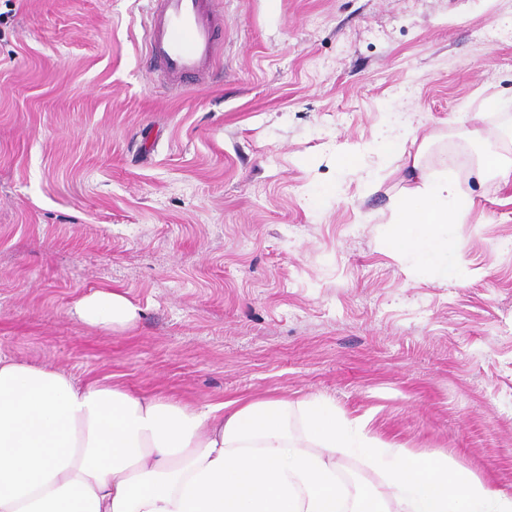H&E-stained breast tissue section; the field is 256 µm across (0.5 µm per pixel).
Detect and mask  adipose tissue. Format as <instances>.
<instances>
[{
  "instance_id": "ef3b65f1",
  "label": "adipose tissue",
  "mask_w": 512,
  "mask_h": 512,
  "mask_svg": "<svg viewBox=\"0 0 512 512\" xmlns=\"http://www.w3.org/2000/svg\"><path fill=\"white\" fill-rule=\"evenodd\" d=\"M472 205L448 177L421 178L392 203L398 254L453 279L448 227ZM74 310L111 329L137 308L97 290ZM304 409L314 454L290 440L281 399L195 406L0 354V512H512V497L447 457L380 446L327 399ZM352 451L387 475L386 490H340L336 457Z\"/></svg>"
}]
</instances>
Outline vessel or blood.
<instances>
[{
    "mask_svg": "<svg viewBox=\"0 0 512 512\" xmlns=\"http://www.w3.org/2000/svg\"><path fill=\"white\" fill-rule=\"evenodd\" d=\"M149 61L171 85L202 76L214 58L218 28L206 0H155Z\"/></svg>",
    "mask_w": 512,
    "mask_h": 512,
    "instance_id": "vessel-or-blood-1",
    "label": "vessel or blood"
}]
</instances>
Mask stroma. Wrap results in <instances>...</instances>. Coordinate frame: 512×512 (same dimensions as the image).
I'll return each mask as SVG.
<instances>
[{"mask_svg": "<svg viewBox=\"0 0 512 512\" xmlns=\"http://www.w3.org/2000/svg\"><path fill=\"white\" fill-rule=\"evenodd\" d=\"M218 2L214 63L172 92L150 0H0V353L200 406L283 399L312 453L322 396L512 496V179L476 175L484 146L512 154V112L481 108L512 96V0ZM444 172L473 201L445 284L390 223ZM104 288L132 328L75 315ZM413 132L409 127H404L402 131L395 135H386L379 137L377 141V151L381 156L391 157L402 154L405 151V143Z\"/></svg>", "mask_w": 512, "mask_h": 512, "instance_id": "1", "label": "stroma"}]
</instances>
